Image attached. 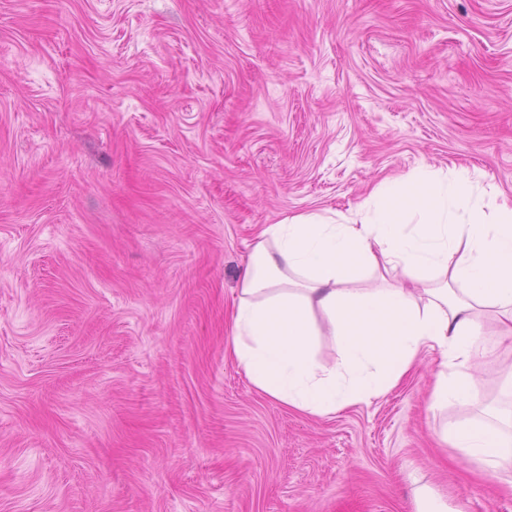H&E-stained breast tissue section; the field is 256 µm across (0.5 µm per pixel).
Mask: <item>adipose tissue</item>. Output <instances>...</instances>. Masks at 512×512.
Returning a JSON list of instances; mask_svg holds the SVG:
<instances>
[{
  "mask_svg": "<svg viewBox=\"0 0 512 512\" xmlns=\"http://www.w3.org/2000/svg\"><path fill=\"white\" fill-rule=\"evenodd\" d=\"M485 197L478 177L418 170L377 188L354 217L267 225L231 315L230 357L260 392L301 413L369 402L425 354L438 358L430 408L478 401L475 371L512 337V201ZM381 278L387 286H356ZM325 334L336 343L329 364L316 353ZM441 437L512 488V380L489 410Z\"/></svg>",
  "mask_w": 512,
  "mask_h": 512,
  "instance_id": "adipose-tissue-1",
  "label": "adipose tissue"
}]
</instances>
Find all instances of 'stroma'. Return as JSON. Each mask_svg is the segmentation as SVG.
I'll use <instances>...</instances> for the list:
<instances>
[{"label": "stroma", "instance_id": "1", "mask_svg": "<svg viewBox=\"0 0 512 512\" xmlns=\"http://www.w3.org/2000/svg\"><path fill=\"white\" fill-rule=\"evenodd\" d=\"M512 199V0H0V512H512L427 408L226 354L264 225L387 178Z\"/></svg>", "mask_w": 512, "mask_h": 512}]
</instances>
